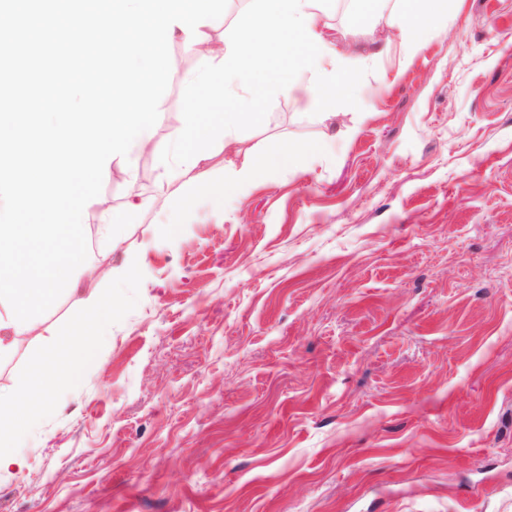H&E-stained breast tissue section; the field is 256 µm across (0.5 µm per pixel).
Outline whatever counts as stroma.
Returning a JSON list of instances; mask_svg holds the SVG:
<instances>
[{"mask_svg": "<svg viewBox=\"0 0 512 512\" xmlns=\"http://www.w3.org/2000/svg\"><path fill=\"white\" fill-rule=\"evenodd\" d=\"M328 39L376 55L330 115L269 85L222 168L289 166L201 197L155 189L196 59L172 65L135 181L95 204L84 288L137 257L97 363L0 472V512H512V0H450L414 54L357 0ZM0 363V390L42 355ZM94 223L98 224L97 233L105 243L118 244L124 234V225L116 224L112 211L109 208H99L91 216Z\"/></svg>", "mask_w": 512, "mask_h": 512, "instance_id": "obj_1", "label": "stroma"}]
</instances>
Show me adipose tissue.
Here are the masks:
<instances>
[{
  "mask_svg": "<svg viewBox=\"0 0 512 512\" xmlns=\"http://www.w3.org/2000/svg\"><path fill=\"white\" fill-rule=\"evenodd\" d=\"M399 8L391 18L403 33L408 50H415L427 38L429 20L445 5V0H398ZM239 39L230 41L221 50L202 42L193 45L201 68L196 83L208 89L206 96L190 99L182 124L171 135V164L160 179L162 195L178 200L183 212L194 206L183 179L192 176L196 193L210 191L214 181H222L225 193L253 185L259 173L269 167L288 165L290 151L280 147L271 153L244 161L240 167L219 171L205 165L206 154L201 145L209 141L215 128L205 116L215 106L229 99L234 109L224 115L225 143H232L240 121L259 122L264 113L255 109L257 90L271 80L290 84L291 74L277 67V59L300 54L314 78L304 89L310 107L326 109L349 74L359 72L373 63L370 55L344 57L322 34L325 26L321 0H257V6L240 14L234 21ZM89 319L76 340L50 342L42 357L17 378L16 389L0 393V417L10 423L7 433L0 435V471L23 466L18 453L20 443L38 429L46 414L55 406L59 388L77 383L82 368L92 364L97 342L112 324L116 298H103L99 292L80 295Z\"/></svg>",
  "mask_w": 512,
  "mask_h": 512,
  "instance_id": "obj_1",
  "label": "adipose tissue"
}]
</instances>
